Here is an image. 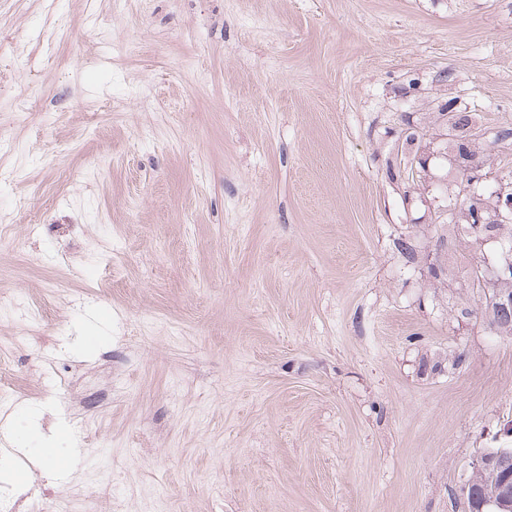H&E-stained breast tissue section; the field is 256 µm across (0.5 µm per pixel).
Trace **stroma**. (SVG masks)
Wrapping results in <instances>:
<instances>
[{"mask_svg": "<svg viewBox=\"0 0 512 512\" xmlns=\"http://www.w3.org/2000/svg\"><path fill=\"white\" fill-rule=\"evenodd\" d=\"M511 183L512 0H0V480L467 512L512 335L448 213Z\"/></svg>", "mask_w": 512, "mask_h": 512, "instance_id": "stroma-1", "label": "stroma"}]
</instances>
